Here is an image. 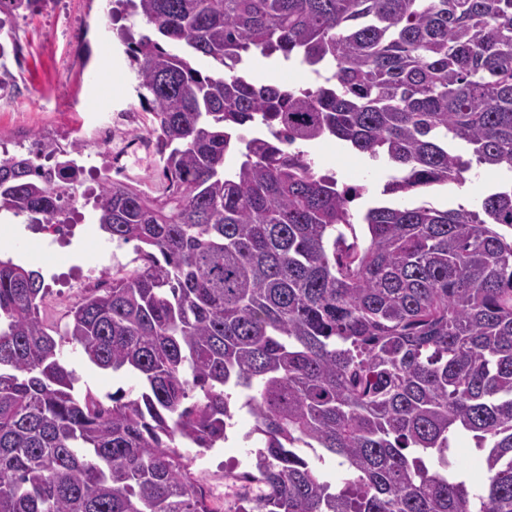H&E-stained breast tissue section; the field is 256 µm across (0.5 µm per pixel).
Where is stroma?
I'll use <instances>...</instances> for the list:
<instances>
[{
	"label": "stroma",
	"instance_id": "stroma-1",
	"mask_svg": "<svg viewBox=\"0 0 512 512\" xmlns=\"http://www.w3.org/2000/svg\"><path fill=\"white\" fill-rule=\"evenodd\" d=\"M111 6L112 0H40L34 11L16 23L20 51L10 61L12 89L0 95V144L9 151L30 147L38 135L54 139L64 149L73 140L84 141L88 169L75 186L81 194L96 187L105 173L94 138L103 113L112 115V145L116 148L129 139L147 138L152 121L135 90L126 47L105 19ZM248 68L260 82L296 88L313 83L307 67L290 65L277 57H251ZM307 150L320 170L334 171L339 182L346 185L367 184L374 197L393 174L384 161H371L368 155L335 139L310 144ZM126 165L125 181L155 195L162 192V163L155 145L128 158ZM510 180L512 172L504 168L471 171L463 184L435 189L428 199L439 208L460 204L474 207L489 190ZM0 232L9 236L8 242L0 245L1 257L13 258L48 279L49 291L40 315L47 326L59 332L64 329L68 310L85 295L84 289L77 287V280L92 267L103 279H110L114 264H130L135 256L130 243L113 250L95 224L86 225L65 245L28 230L19 217L1 224ZM62 353L79 377L78 393L101 397L119 390L137 393L136 375L100 369L68 343L63 344ZM236 422L239 436L224 447L183 451L191 470L218 499L229 492L226 475L243 470L249 462L248 451L264 444L252 416L239 414Z\"/></svg>",
	"mask_w": 512,
	"mask_h": 512
}]
</instances>
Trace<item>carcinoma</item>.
<instances>
[{
    "mask_svg": "<svg viewBox=\"0 0 512 512\" xmlns=\"http://www.w3.org/2000/svg\"><path fill=\"white\" fill-rule=\"evenodd\" d=\"M35 2L0 0V31ZM136 16L165 188L98 184L92 223L140 264L62 339L144 388L79 396L42 275L0 259V512H512V184L477 209L413 201L512 171V0H112ZM255 52L331 74L257 83ZM328 136L387 159L396 200L354 216L361 189L292 149ZM68 170L1 157L0 209L68 223ZM235 392L265 443L226 508L179 448L227 440ZM459 432L477 479H455Z\"/></svg>",
    "mask_w": 512,
    "mask_h": 512,
    "instance_id": "carcinoma-1",
    "label": "carcinoma"
}]
</instances>
